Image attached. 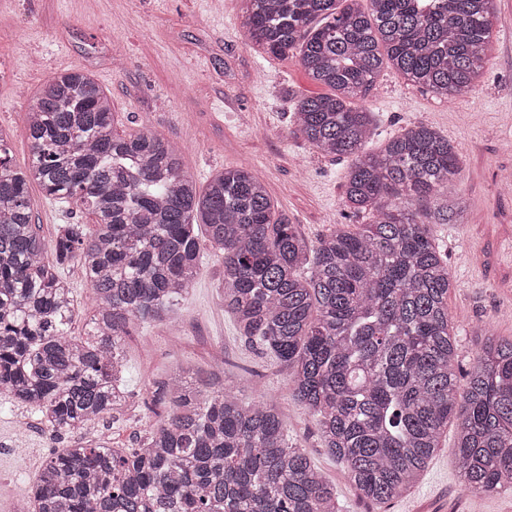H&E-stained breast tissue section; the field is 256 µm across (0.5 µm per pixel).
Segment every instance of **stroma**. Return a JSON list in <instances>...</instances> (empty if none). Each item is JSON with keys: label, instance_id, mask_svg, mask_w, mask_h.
Here are the masks:
<instances>
[{"label": "stroma", "instance_id": "35a3bbf8", "mask_svg": "<svg viewBox=\"0 0 512 512\" xmlns=\"http://www.w3.org/2000/svg\"><path fill=\"white\" fill-rule=\"evenodd\" d=\"M245 0H0V126L12 129V162L28 164L24 109L57 73L80 66L110 97L116 131L149 130L175 141L198 185L230 166L252 167L278 214L309 245L339 224H366L353 213L344 185L352 164L322 155L299 137V101L324 93L303 69L298 51L272 57L251 44ZM493 36L473 95L451 101L384 69L364 106L373 135L364 150L379 152L402 127L422 121L448 137L458 153L453 192L465 202L456 223L429 232L447 257L448 310L456 329V363L470 370L486 333L512 338V0H494ZM33 220L45 240L64 224H93L88 211L30 188ZM222 253L205 248L199 274L166 322H133L124 338L130 406L116 419L65 435L41 413L0 393V512H20L28 488L54 452L104 436L111 447L137 448L168 404L154 391L176 370L192 380L233 388L242 400L263 396L287 419L290 439L336 487L340 512H374L352 488L342 463L320 438L318 418L293 395L292 371L246 344L224 311ZM69 280L75 310L71 340L84 338L95 298L82 268ZM448 427L410 493L386 512H512V492L484 495L462 485Z\"/></svg>", "mask_w": 512, "mask_h": 512}]
</instances>
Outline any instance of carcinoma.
<instances>
[{"label":"carcinoma","mask_w":512,"mask_h":512,"mask_svg":"<svg viewBox=\"0 0 512 512\" xmlns=\"http://www.w3.org/2000/svg\"><path fill=\"white\" fill-rule=\"evenodd\" d=\"M249 40L275 57L300 47L309 77L331 90L303 98L300 136L326 156H352L345 199L371 221L309 246L246 165L201 187L171 140L115 132L92 72L64 70L26 115L31 161L11 164L0 127V390L38 410L51 431L120 412L123 338L162 322L188 292L202 242L224 255V312L240 336L295 368L294 397L319 416L327 451L359 497L382 507L408 493L459 430L456 468L476 492L512 491V340H488L459 390L452 281L427 226L459 203L441 192L455 146L424 122L377 154L361 106L384 66L446 99L471 94L492 34L493 0H247ZM94 215L51 243L33 224L29 188ZM52 247L55 265L43 262ZM79 260L96 308L84 341L65 270ZM171 412L140 448L106 442L54 453L30 488L31 512H339L336 486L262 401L163 383Z\"/></svg>","instance_id":"obj_1"}]
</instances>
